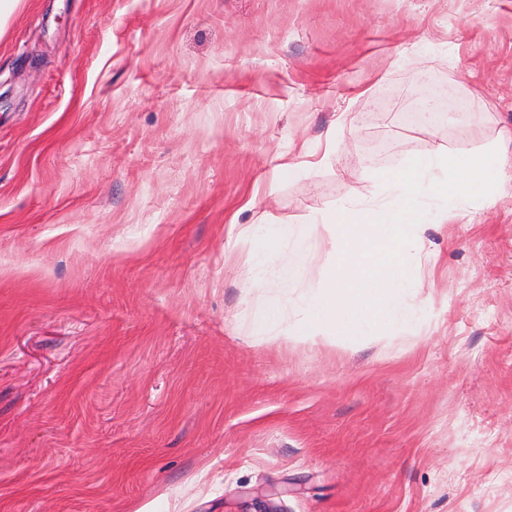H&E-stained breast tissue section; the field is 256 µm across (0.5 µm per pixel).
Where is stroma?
<instances>
[{"mask_svg":"<svg viewBox=\"0 0 512 512\" xmlns=\"http://www.w3.org/2000/svg\"><path fill=\"white\" fill-rule=\"evenodd\" d=\"M512 0H22L0 32V512H512V192L427 226L420 321L258 336L231 225L437 148L512 160Z\"/></svg>","mask_w":512,"mask_h":512,"instance_id":"stroma-1","label":"stroma"}]
</instances>
